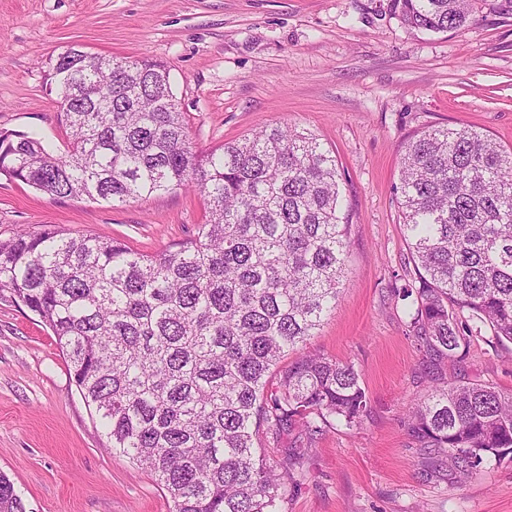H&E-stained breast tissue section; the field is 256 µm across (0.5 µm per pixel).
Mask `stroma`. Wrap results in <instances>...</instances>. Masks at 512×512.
Listing matches in <instances>:
<instances>
[{
    "label": "stroma",
    "mask_w": 512,
    "mask_h": 512,
    "mask_svg": "<svg viewBox=\"0 0 512 512\" xmlns=\"http://www.w3.org/2000/svg\"><path fill=\"white\" fill-rule=\"evenodd\" d=\"M73 45L166 63L198 151L279 124L336 157L346 278L305 349L353 364L369 406L357 427L265 442L274 463L311 448L283 512H512V452L458 484L407 426L433 376L512 393V344L482 324L462 359L420 347L400 293L417 269L395 196L403 147L428 128L470 126L512 148V0H475L474 21L444 33L410 29L392 0H0V131L66 152L45 73ZM204 221L194 189L114 205L0 175L1 239L54 224L152 255ZM105 444L50 329L0 295V472L27 512H171L154 479Z\"/></svg>",
    "instance_id": "stroma-1"
}]
</instances>
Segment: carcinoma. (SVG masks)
Listing matches in <instances>:
<instances>
[{
    "mask_svg": "<svg viewBox=\"0 0 512 512\" xmlns=\"http://www.w3.org/2000/svg\"><path fill=\"white\" fill-rule=\"evenodd\" d=\"M433 33L469 25L474 0H393ZM46 82L68 131L64 155L0 133V174L54 198L127 203L195 189L208 217L155 255L54 225L0 239V291L49 327L107 448L155 478L172 512H282L301 448L276 467L265 432L361 424L354 366L300 356L334 309L348 242L336 157L313 134L271 125L194 149L168 68L67 48ZM397 203L418 270L410 328L451 359L471 318L512 343V150L473 128L426 130L404 146ZM436 466L468 480L512 448V393L448 382L408 413ZM0 512H26L0 473Z\"/></svg>",
    "mask_w": 512,
    "mask_h": 512,
    "instance_id": "obj_1",
    "label": "carcinoma"
}]
</instances>
